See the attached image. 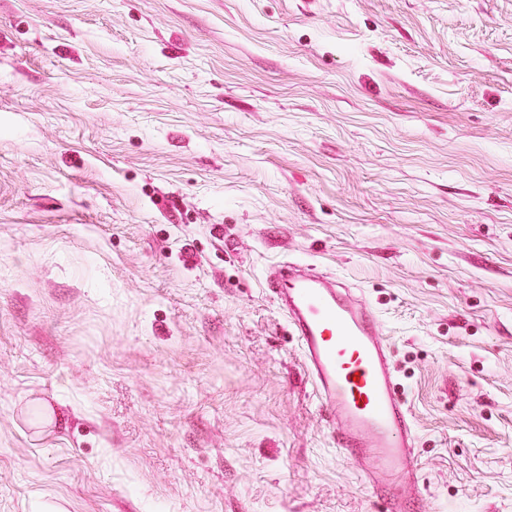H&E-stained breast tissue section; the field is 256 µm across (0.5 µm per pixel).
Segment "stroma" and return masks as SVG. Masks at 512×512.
Wrapping results in <instances>:
<instances>
[{
  "label": "stroma",
  "mask_w": 512,
  "mask_h": 512,
  "mask_svg": "<svg viewBox=\"0 0 512 512\" xmlns=\"http://www.w3.org/2000/svg\"><path fill=\"white\" fill-rule=\"evenodd\" d=\"M291 260L378 316L406 512H512V0H0V512H379Z\"/></svg>",
  "instance_id": "35a3bbf8"
}]
</instances>
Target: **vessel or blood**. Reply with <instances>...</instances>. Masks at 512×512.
Returning a JSON list of instances; mask_svg holds the SVG:
<instances>
[{
    "mask_svg": "<svg viewBox=\"0 0 512 512\" xmlns=\"http://www.w3.org/2000/svg\"><path fill=\"white\" fill-rule=\"evenodd\" d=\"M301 345L315 396L345 459L384 512H404L419 478L412 414L370 303L334 276L291 262L266 281Z\"/></svg>",
    "mask_w": 512,
    "mask_h": 512,
    "instance_id": "vessel-or-blood-1",
    "label": "vessel or blood"
}]
</instances>
